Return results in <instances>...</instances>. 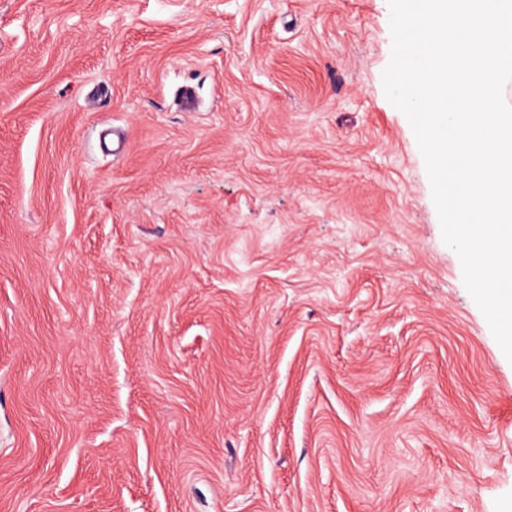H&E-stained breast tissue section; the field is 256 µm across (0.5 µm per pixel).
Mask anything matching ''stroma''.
I'll return each instance as SVG.
<instances>
[{"instance_id":"1","label":"stroma","mask_w":512,"mask_h":512,"mask_svg":"<svg viewBox=\"0 0 512 512\" xmlns=\"http://www.w3.org/2000/svg\"><path fill=\"white\" fill-rule=\"evenodd\" d=\"M391 50L388 0H0V512H512Z\"/></svg>"}]
</instances>
